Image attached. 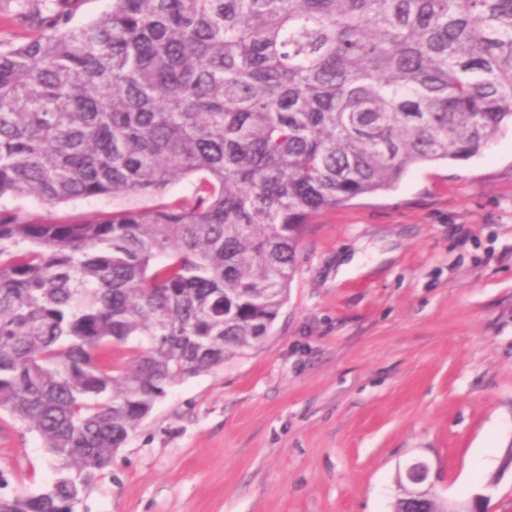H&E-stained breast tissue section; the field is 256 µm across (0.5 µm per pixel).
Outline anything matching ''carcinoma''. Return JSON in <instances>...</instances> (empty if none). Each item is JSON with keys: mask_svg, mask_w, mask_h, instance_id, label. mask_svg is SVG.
Returning a JSON list of instances; mask_svg holds the SVG:
<instances>
[{"mask_svg": "<svg viewBox=\"0 0 512 512\" xmlns=\"http://www.w3.org/2000/svg\"><path fill=\"white\" fill-rule=\"evenodd\" d=\"M0 47V413L53 461L0 512H75L170 384L260 346L311 217L512 128V0H112ZM124 349V356L110 354ZM395 512H448L405 484ZM2 205L20 207L31 219L52 218L61 221L76 220L89 213L110 212L116 207L112 198H89L59 204L50 208L43 205L37 198L23 200L2 199Z\"/></svg>", "mask_w": 512, "mask_h": 512, "instance_id": "carcinoma-1", "label": "carcinoma"}]
</instances>
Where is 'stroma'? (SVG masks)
<instances>
[{"instance_id":"35a3bbf8","label":"stroma","mask_w":512,"mask_h":512,"mask_svg":"<svg viewBox=\"0 0 512 512\" xmlns=\"http://www.w3.org/2000/svg\"><path fill=\"white\" fill-rule=\"evenodd\" d=\"M0 0V44L39 0ZM72 221L109 198L50 208ZM361 270L337 279L343 253ZM512 512V130L478 156L411 168L392 190L314 215L262 348L168 386L76 512H394L397 475ZM0 473L54 478L39 436L0 415Z\"/></svg>"}]
</instances>
